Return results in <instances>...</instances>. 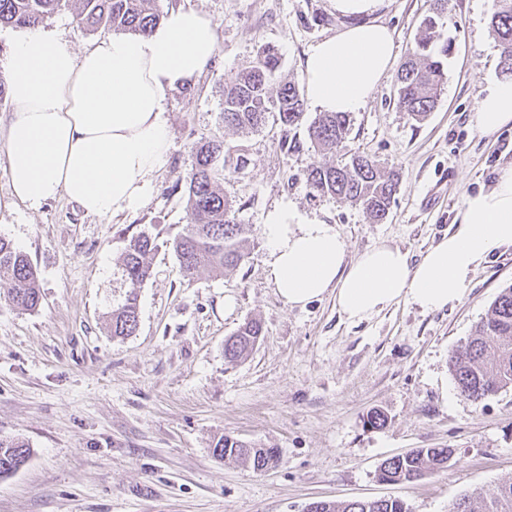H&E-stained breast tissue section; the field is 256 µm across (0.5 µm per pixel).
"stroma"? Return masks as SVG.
Segmentation results:
<instances>
[{"mask_svg":"<svg viewBox=\"0 0 512 512\" xmlns=\"http://www.w3.org/2000/svg\"><path fill=\"white\" fill-rule=\"evenodd\" d=\"M491 5L449 0L440 30L451 44L448 82L418 123L394 104V69L427 3L384 0L374 18L392 33L394 69L351 113L345 142L318 151L306 127L317 108L288 130L274 115L238 134L224 127L222 88L268 45L283 59L282 79L302 83L304 53L351 23L331 0H155L164 14L184 7L210 17L218 49L194 86L167 95L169 155L151 196L114 216L87 214L63 196L33 211L15 197L5 154L13 105L0 102V237L28 255L41 293L33 311L0 299V439L31 449L25 465L0 478V512H305L317 500L375 498L449 512L461 495H488L512 480V388L476 403L448 369L512 284V247L483 263L453 306L425 312L403 301L353 323L329 295L303 308L284 303L262 231L266 213L285 200L306 220L336 226L349 257L384 241L416 262L453 230L466 197L512 168V127L487 135L476 123V100L502 77ZM215 137L229 151L220 187L250 231L239 266L189 280L168 241L188 222L191 147ZM355 154L400 175L384 223L308 191L311 165ZM142 232L159 247L139 292L138 329L116 338L107 315L128 290L121 253ZM251 318L261 319L263 339L227 364L225 338ZM376 408L387 423L366 428ZM225 434L278 448L279 465L256 473L215 458ZM444 447L455 451L448 470L411 485L379 482L387 458Z\"/></svg>","mask_w":512,"mask_h":512,"instance_id":"obj_1","label":"stroma"}]
</instances>
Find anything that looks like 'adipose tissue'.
I'll return each mask as SVG.
<instances>
[{"label":"adipose tissue","mask_w":512,"mask_h":512,"mask_svg":"<svg viewBox=\"0 0 512 512\" xmlns=\"http://www.w3.org/2000/svg\"><path fill=\"white\" fill-rule=\"evenodd\" d=\"M332 2L353 23L308 50L304 96L326 112H354L389 71L393 38L370 19L383 0ZM216 50L213 21L192 9L170 12L149 34L108 36L80 53L42 27L24 29L6 64L13 112L5 151L16 197L34 211L61 195L95 215L140 206L167 159V94L194 82ZM475 111L483 133L512 125V78ZM263 235L272 283L289 306L330 293L352 322L402 300L439 311L464 296L483 261L512 245V169L467 196L455 229L415 263L386 243L348 259L334 225L308 223L285 202L267 213Z\"/></svg>","instance_id":"1"}]
</instances>
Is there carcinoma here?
<instances>
[{
    "label": "carcinoma",
    "mask_w": 512,
    "mask_h": 512,
    "mask_svg": "<svg viewBox=\"0 0 512 512\" xmlns=\"http://www.w3.org/2000/svg\"><path fill=\"white\" fill-rule=\"evenodd\" d=\"M76 5V21L88 33L107 28L122 34L152 31L162 20L154 0H0V27L27 28L63 8ZM448 10V0H431L421 23L413 52L397 75L395 106L417 121L433 111L447 83L449 45L436 44L438 21ZM490 26L500 47L501 73L512 77V0H492ZM282 59L271 46L264 47L250 68L224 84V127L237 133L261 128L268 115L291 128L303 119L305 100L298 86L281 80ZM350 130L349 113L323 112L308 126L311 144L322 150L337 148ZM224 140H204L192 148V165L186 190L188 224L172 240L184 276L200 270L222 273L243 259L242 243L249 226L237 222L233 204L224 198L218 176L224 172ZM314 196H330L360 207L370 223L385 222L399 187V177L384 171L376 161L355 155L345 164L312 166L306 179ZM157 239L141 233L130 239L123 254L129 294L121 307L110 313L112 336L132 335L138 325V289L150 275V256ZM0 291L9 301L27 310L40 304L37 272L28 256L0 237ZM263 336L262 323L250 319L224 341V358L234 364L248 356ZM449 370L462 396L474 402L512 388V285L503 288L471 336L449 360ZM214 448L218 459L231 458L262 472L280 462L276 448L252 446L236 437H219ZM29 445L17 438L0 439V477L14 473L28 460ZM452 448H418L385 460L379 479L389 483L412 482L450 466ZM321 512H408L399 499L323 501ZM452 512H512V481L498 486L490 498L464 496Z\"/></svg>",
    "instance_id": "carcinoma-1"
}]
</instances>
